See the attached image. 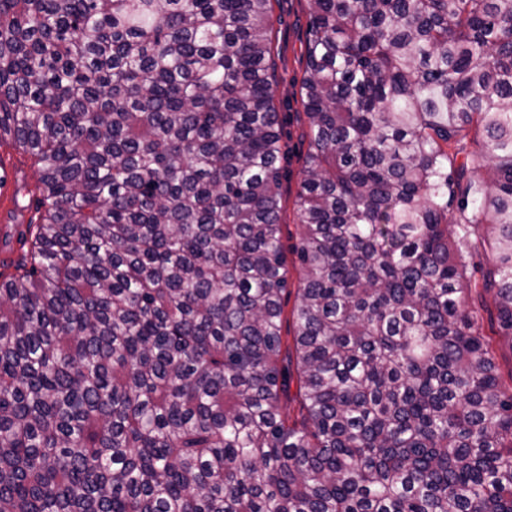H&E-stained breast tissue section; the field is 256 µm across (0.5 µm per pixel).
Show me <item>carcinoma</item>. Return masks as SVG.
Instances as JSON below:
<instances>
[{
	"mask_svg": "<svg viewBox=\"0 0 512 512\" xmlns=\"http://www.w3.org/2000/svg\"><path fill=\"white\" fill-rule=\"evenodd\" d=\"M309 2L284 351L272 0H0V512H512V0ZM0 156L5 165L7 173L6 185L0 188V227H1V212L13 209V195L18 194L19 201L22 205L28 204V198L24 197L26 187L34 183L36 179L35 167L31 162L18 154L15 150L8 147H2ZM13 176L12 183L10 177ZM478 317L484 329V333L493 339V345L498 354V362L503 375H508L512 367V354L508 346L499 345L498 337L490 329L489 314L483 309H478Z\"/></svg>",
	"mask_w": 512,
	"mask_h": 512,
	"instance_id": "obj_1",
	"label": "carcinoma"
}]
</instances>
